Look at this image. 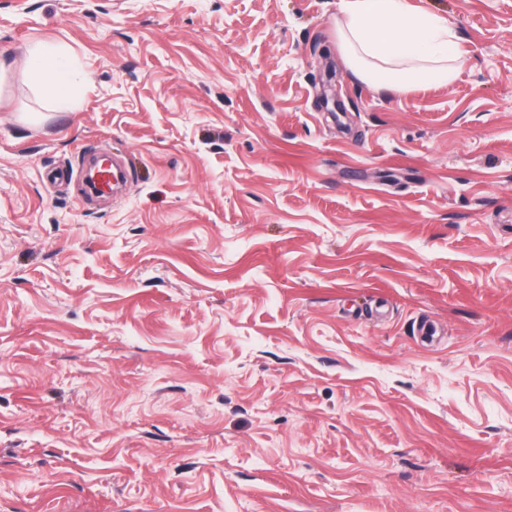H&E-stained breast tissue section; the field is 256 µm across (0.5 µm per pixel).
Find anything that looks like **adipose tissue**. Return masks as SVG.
<instances>
[{"instance_id": "adipose-tissue-1", "label": "adipose tissue", "mask_w": 512, "mask_h": 512, "mask_svg": "<svg viewBox=\"0 0 512 512\" xmlns=\"http://www.w3.org/2000/svg\"><path fill=\"white\" fill-rule=\"evenodd\" d=\"M339 47L354 76L377 89L406 92L455 77L459 47L447 21L410 0H341ZM64 48L39 44L25 69L41 91L61 105L76 100L80 84Z\"/></svg>"}]
</instances>
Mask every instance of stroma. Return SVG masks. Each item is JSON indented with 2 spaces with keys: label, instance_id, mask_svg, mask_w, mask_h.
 <instances>
[{
  "label": "stroma",
  "instance_id": "stroma-1",
  "mask_svg": "<svg viewBox=\"0 0 512 512\" xmlns=\"http://www.w3.org/2000/svg\"><path fill=\"white\" fill-rule=\"evenodd\" d=\"M412 2L399 93L340 0H0V512H512V0ZM339 47L352 74L376 89L446 84L459 55L445 19L408 0H341ZM63 47L37 44L28 53L25 69L34 84L59 105H70L76 100L80 83L66 64Z\"/></svg>",
  "mask_w": 512,
  "mask_h": 512
}]
</instances>
